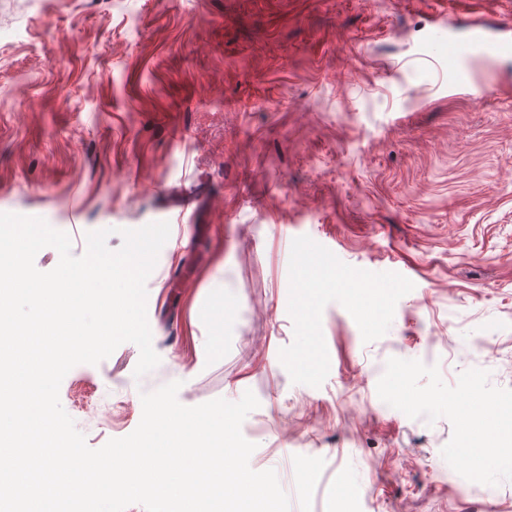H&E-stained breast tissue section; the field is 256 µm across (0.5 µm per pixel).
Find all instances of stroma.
Instances as JSON below:
<instances>
[{"instance_id": "stroma-1", "label": "stroma", "mask_w": 512, "mask_h": 512, "mask_svg": "<svg viewBox=\"0 0 512 512\" xmlns=\"http://www.w3.org/2000/svg\"><path fill=\"white\" fill-rule=\"evenodd\" d=\"M433 0H0V212L165 221L135 344L64 377L89 447L141 395L252 391L253 470L293 512H512L460 478L458 409H512V112L448 95ZM334 274L297 305V260ZM358 488L339 493L344 475Z\"/></svg>"}]
</instances>
